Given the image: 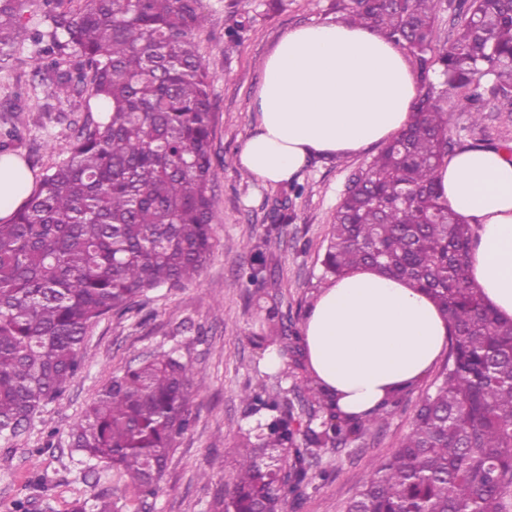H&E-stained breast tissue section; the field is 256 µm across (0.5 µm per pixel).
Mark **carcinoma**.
I'll list each match as a JSON object with an SVG mask.
<instances>
[{"instance_id": "carcinoma-1", "label": "carcinoma", "mask_w": 512, "mask_h": 512, "mask_svg": "<svg viewBox=\"0 0 512 512\" xmlns=\"http://www.w3.org/2000/svg\"><path fill=\"white\" fill-rule=\"evenodd\" d=\"M43 25L20 23L23 0H0V54L37 47L34 72L57 92L84 96L99 118L80 126L69 157L42 175L8 222L0 221V438L17 434L59 399L76 374L87 328L133 309L152 288L199 276L212 248L210 182L214 76L193 40L202 0H42ZM453 43L435 40V0H340L348 20L411 58L421 90L411 121L354 175L321 259L328 283L370 266L423 289L448 323L444 370L423 393L410 431L372 463L346 512H512V320L470 283L473 228L435 187L454 151L448 92L481 117V81L512 104V0H461ZM265 250L248 281L264 280ZM191 368L175 353L141 359L95 394L70 433L82 462L120 471L153 495L176 438L190 427ZM310 406L300 428L288 392L241 393L264 421L219 498L223 512H284L301 496L320 452L382 426L402 401L342 412L311 372L296 385ZM293 472L280 478L282 467ZM56 512L42 494L12 512ZM68 512H112L102 495Z\"/></svg>"}]
</instances>
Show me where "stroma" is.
Instances as JSON below:
<instances>
[{"label": "stroma", "mask_w": 512, "mask_h": 512, "mask_svg": "<svg viewBox=\"0 0 512 512\" xmlns=\"http://www.w3.org/2000/svg\"><path fill=\"white\" fill-rule=\"evenodd\" d=\"M336 0H284L267 9L264 0H202L206 22L194 35L214 76L213 250L199 277L175 288L147 291L142 312L111 314L86 333L82 367L62 397L45 406L11 440H0V512L44 485L58 512L77 498L112 497L113 512H221L215 494L235 468L242 431L255 425L240 394L245 390L292 389L303 370L295 353L255 347L267 329L265 308L277 307L289 329H301L317 297L320 259L351 173L364 167L376 148L342 158H315L295 176L305 191L293 199L287 228L274 212L280 187L240 171L235 158L255 129L252 102L262 78V61L295 27L339 22ZM242 30L235 41L224 32ZM33 47L23 44L0 68V125H16L20 139L9 153L42 175L68 156L78 126L89 114L78 97L55 98L36 77ZM448 124L457 147H512V106L486 100L484 120L473 125L469 106L448 97ZM282 230L279 250L266 259L265 284L250 296L233 282L267 233ZM176 352L192 370L190 430L178 438L160 480L159 493L136 497L127 478L101 476L79 465L70 446L73 422L97 390L129 361ZM436 360L412 386L379 430L343 449L324 450L311 468L312 482L287 512H344L362 488L370 464L391 454L409 432L422 393L442 370Z\"/></svg>", "instance_id": "1"}]
</instances>
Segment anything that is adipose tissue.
<instances>
[{
    "label": "adipose tissue",
    "mask_w": 512,
    "mask_h": 512,
    "mask_svg": "<svg viewBox=\"0 0 512 512\" xmlns=\"http://www.w3.org/2000/svg\"><path fill=\"white\" fill-rule=\"evenodd\" d=\"M416 96L412 64L384 36L345 23L290 29L262 63L256 128L236 165L265 183L292 179L310 159L395 137ZM436 177L442 198L474 229L473 286L512 319V155L467 146ZM303 338L309 368L336 392L340 409L363 414L428 372L448 325L424 292L362 267L321 289Z\"/></svg>",
    "instance_id": "adipose-tissue-1"
}]
</instances>
